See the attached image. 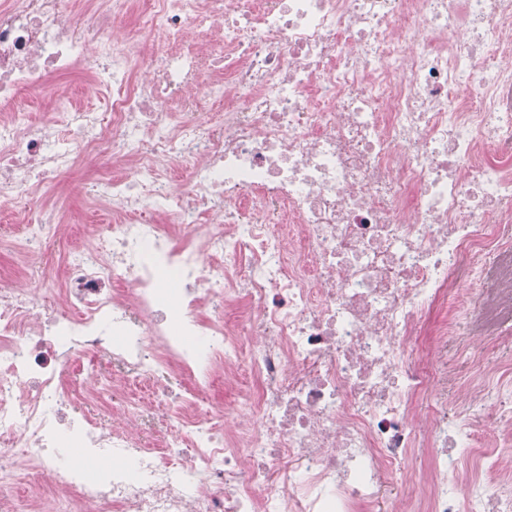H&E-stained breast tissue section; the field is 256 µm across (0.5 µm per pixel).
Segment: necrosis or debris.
I'll use <instances>...</instances> for the list:
<instances>
[{
    "label": "necrosis or debris",
    "instance_id": "necrosis-or-debris-1",
    "mask_svg": "<svg viewBox=\"0 0 512 512\" xmlns=\"http://www.w3.org/2000/svg\"><path fill=\"white\" fill-rule=\"evenodd\" d=\"M78 71L104 106L32 119L25 92ZM103 156L95 245L0 279V512H512V361L486 359L512 287L480 316L463 286L512 223V0H0L23 265ZM445 303L471 335L430 327ZM76 352L111 364V421L72 414L101 397ZM219 379L252 426L217 429Z\"/></svg>",
    "mask_w": 512,
    "mask_h": 512
}]
</instances>
